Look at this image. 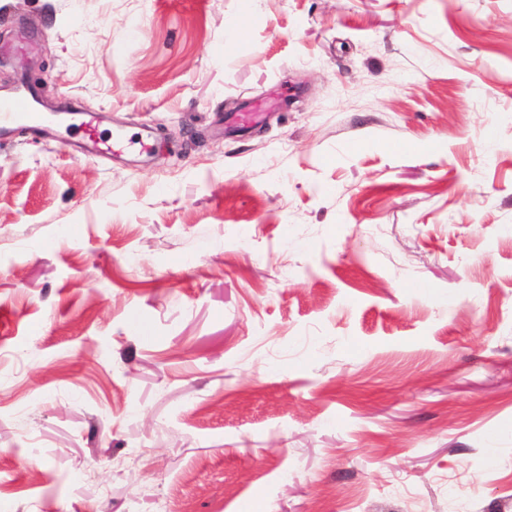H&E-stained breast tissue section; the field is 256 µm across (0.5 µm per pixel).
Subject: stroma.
Wrapping results in <instances>:
<instances>
[{"mask_svg":"<svg viewBox=\"0 0 512 512\" xmlns=\"http://www.w3.org/2000/svg\"><path fill=\"white\" fill-rule=\"evenodd\" d=\"M41 60L0 512H512V0H0V73ZM77 128L81 131L82 139L94 145L96 153L114 154L128 149L147 151L150 147L146 140L134 136L102 137L91 116L84 117Z\"/></svg>","mask_w":512,"mask_h":512,"instance_id":"35a3bbf8","label":"stroma"}]
</instances>
